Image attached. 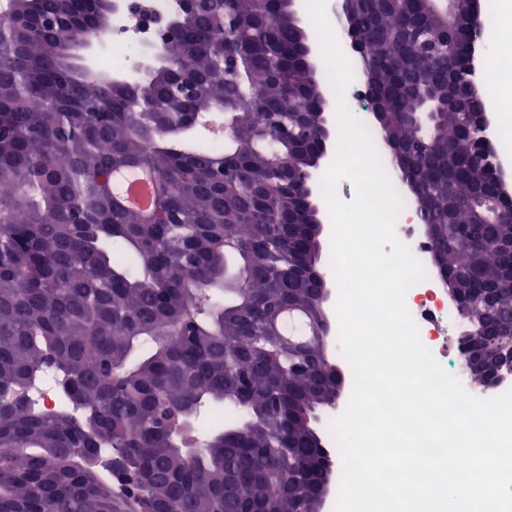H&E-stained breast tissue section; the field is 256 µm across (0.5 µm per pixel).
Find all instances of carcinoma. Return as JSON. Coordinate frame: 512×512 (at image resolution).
Instances as JSON below:
<instances>
[{
    "label": "carcinoma",
    "instance_id": "obj_1",
    "mask_svg": "<svg viewBox=\"0 0 512 512\" xmlns=\"http://www.w3.org/2000/svg\"><path fill=\"white\" fill-rule=\"evenodd\" d=\"M283 2L181 6L164 63L113 84L75 64L72 36L111 27L106 0H0V512H315L312 415L340 380L310 180L331 106ZM474 12L342 4L378 130L480 337L512 333V252L494 246L512 193L472 125ZM182 79L201 86L189 102ZM425 104L439 112L418 131ZM216 120L224 147L185 139ZM129 169L154 175L147 214L113 191ZM289 309L321 331L302 353L274 322ZM48 371L53 413L30 396ZM214 408L233 417L201 437Z\"/></svg>",
    "mask_w": 512,
    "mask_h": 512
}]
</instances>
